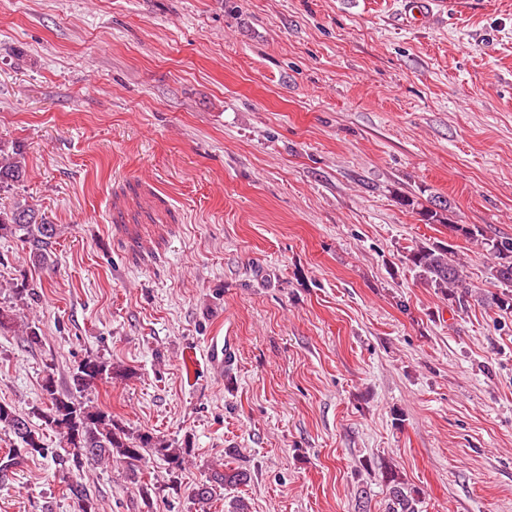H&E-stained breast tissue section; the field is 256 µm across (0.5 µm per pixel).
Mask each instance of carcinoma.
<instances>
[{
  "label": "carcinoma",
  "mask_w": 512,
  "mask_h": 512,
  "mask_svg": "<svg viewBox=\"0 0 512 512\" xmlns=\"http://www.w3.org/2000/svg\"><path fill=\"white\" fill-rule=\"evenodd\" d=\"M25 174L21 145L15 144L8 151L0 144V187L22 181ZM447 212L448 201L442 199L433 207L422 210L420 215L427 224H441L457 236L480 243L489 255V275L512 288V237H488L475 224H451ZM59 233L58 225L49 223L31 205L18 203L9 211L0 210V237H16L28 245L35 264L48 265L54 239ZM406 260L425 284L448 297L469 288L466 265L456 257L451 246L443 242L420 244L406 256ZM126 377L128 372L122 365L88 356L74 369L68 392H58L52 377L45 379L43 391L47 410L37 409L34 414L62 436L66 445L62 453L46 447L42 435L33 429L30 418L10 405L0 403V428L9 431L18 443L17 447L0 455V477H7L25 459L37 455L51 457L63 473L78 470L86 464L120 463L126 466L129 477L136 482L152 456L165 462L170 476H175L188 461L192 448L182 447L149 430L131 432L111 412L76 397V394L102 383ZM237 455L235 448L224 449L226 461L207 467L204 478L192 488L191 499L199 512H209L213 502L224 496V491L245 486L250 481L246 469L233 465ZM382 477L389 490L386 512H422L419 492L407 487L395 468L385 465ZM65 492L75 512H98L96 502L83 484L69 480Z\"/></svg>",
  "instance_id": "carcinoma-1"
}]
</instances>
